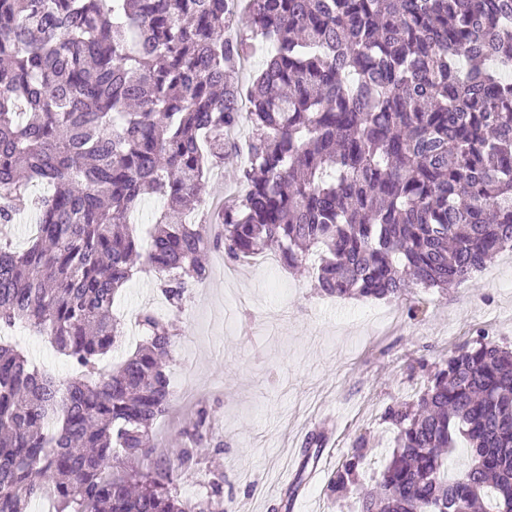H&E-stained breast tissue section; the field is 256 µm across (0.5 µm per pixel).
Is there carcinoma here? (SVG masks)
<instances>
[{
    "label": "carcinoma",
    "instance_id": "carcinoma-1",
    "mask_svg": "<svg viewBox=\"0 0 512 512\" xmlns=\"http://www.w3.org/2000/svg\"><path fill=\"white\" fill-rule=\"evenodd\" d=\"M234 2L0 0V224L54 188L28 247L0 246V335L28 328L73 366L61 385L0 339V512L47 487L53 512H224L222 474L178 492L202 450H224L205 407L182 448L140 466L172 407L169 323L142 311L149 337L102 366L135 275L180 313L206 252L312 254L319 293L383 300L443 294L512 250V0H241L228 37ZM234 159L246 192L214 235L188 216ZM149 196L163 207L145 246L132 219ZM383 418L393 447L371 487L360 434L330 493H359L358 512H512V348L477 336ZM323 438L307 437L284 509Z\"/></svg>",
    "mask_w": 512,
    "mask_h": 512
}]
</instances>
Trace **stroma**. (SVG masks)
Wrapping results in <instances>:
<instances>
[{
	"instance_id": "1",
	"label": "stroma",
	"mask_w": 512,
	"mask_h": 512,
	"mask_svg": "<svg viewBox=\"0 0 512 512\" xmlns=\"http://www.w3.org/2000/svg\"><path fill=\"white\" fill-rule=\"evenodd\" d=\"M213 274L178 316L168 374L173 410L154 434L155 446L181 448L182 432L206 405L224 453L201 455L179 485L183 498L203 496L214 470H223L224 508L239 512H353V499L336 500L323 481L307 482L291 510L284 492L303 459L309 433L324 431L321 473L336 469L358 435L373 449L364 470L381 467L392 436L385 408L412 399L442 359L486 335L512 347V252L449 289L412 288L400 298L358 300L317 294L308 273L289 271L280 257L248 260L235 277ZM419 306L408 318V306ZM168 305L151 276L134 277L119 313ZM30 361L67 382L70 365L48 339L26 329L9 333Z\"/></svg>"
}]
</instances>
